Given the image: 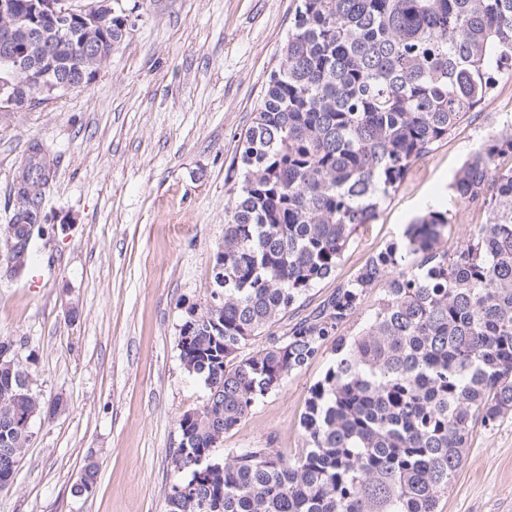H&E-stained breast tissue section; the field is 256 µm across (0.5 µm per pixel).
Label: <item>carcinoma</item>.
<instances>
[{
  "instance_id": "obj_1",
  "label": "carcinoma",
  "mask_w": 512,
  "mask_h": 512,
  "mask_svg": "<svg viewBox=\"0 0 512 512\" xmlns=\"http://www.w3.org/2000/svg\"><path fill=\"white\" fill-rule=\"evenodd\" d=\"M124 24L119 10L82 37L116 46ZM281 53L241 137L216 288L181 326L183 368L208 393L178 420L166 512H437L475 423L512 413V128L489 132L451 184L485 216L465 238L443 244L448 213L429 208L288 335L270 329L335 273L412 162L512 78V0H298ZM50 181L33 144L1 252L30 259ZM379 284L367 324L338 335ZM329 341L336 360L309 389L302 452L218 458V436ZM16 348L0 339V448L14 449L0 455V488L29 442L23 426L48 413L18 388L24 371L5 367ZM209 459L221 468L206 470ZM98 471L87 460L76 491Z\"/></svg>"
}]
</instances>
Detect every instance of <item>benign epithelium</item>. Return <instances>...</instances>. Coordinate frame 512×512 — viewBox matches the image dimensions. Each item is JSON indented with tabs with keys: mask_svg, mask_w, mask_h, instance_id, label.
<instances>
[{
	"mask_svg": "<svg viewBox=\"0 0 512 512\" xmlns=\"http://www.w3.org/2000/svg\"><path fill=\"white\" fill-rule=\"evenodd\" d=\"M101 13L112 15L108 0L89 7L75 6L68 0H27L22 10L17 8V0H0V18L4 19L0 28V61L8 70L7 77L0 78V112L27 109V86H39L52 96L74 82L90 79L81 66L61 67L50 53L39 58L30 56L26 44L41 42L49 33L59 41H67L75 30Z\"/></svg>",
	"mask_w": 512,
	"mask_h": 512,
	"instance_id": "7a95c632",
	"label": "benign epithelium"
}]
</instances>
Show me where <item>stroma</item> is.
<instances>
[{
  "mask_svg": "<svg viewBox=\"0 0 512 512\" xmlns=\"http://www.w3.org/2000/svg\"><path fill=\"white\" fill-rule=\"evenodd\" d=\"M134 23L91 84L23 112L0 113V228L16 204L15 176L33 143L54 177L42 209L49 233L30 268L0 271V338L45 402L66 410L35 420L0 512H166L178 420L204 401L202 380L177 347L188 306L205 307L224 208L251 125L297 0H118ZM512 123V80L429 154L417 159L374 223L359 227L333 276L307 294L308 314L368 260L401 241L434 206L448 242L482 213L450 185L489 131ZM335 359L332 344L261 399L225 434L219 455L251 448L300 453L311 385ZM99 465L80 494L87 459ZM437 512H512V415L475 425Z\"/></svg>",
  "mask_w": 512,
  "mask_h": 512,
  "instance_id": "1",
  "label": "stroma"
}]
</instances>
